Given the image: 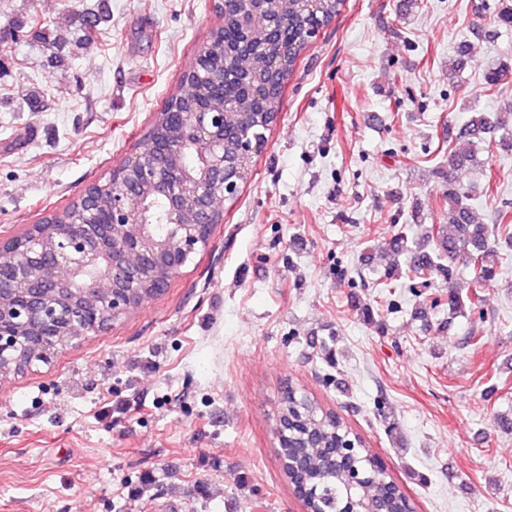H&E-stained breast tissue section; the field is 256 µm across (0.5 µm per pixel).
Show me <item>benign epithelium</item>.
Instances as JSON below:
<instances>
[{
    "label": "benign epithelium",
    "mask_w": 512,
    "mask_h": 512,
    "mask_svg": "<svg viewBox=\"0 0 512 512\" xmlns=\"http://www.w3.org/2000/svg\"><path fill=\"white\" fill-rule=\"evenodd\" d=\"M166 119L179 125L178 132L156 138L120 166L112 185V223L77 224L68 232L34 224L24 236L0 242V258L11 268L9 277H0L1 366L22 334L32 358L52 362L62 343L74 340L66 329L88 308L93 285L112 292L90 329L97 335L130 311L135 289L164 292L168 274L208 245L217 221L212 191L234 195L259 151L260 141L246 135L255 115L200 99L193 111L169 112ZM200 143L207 150L190 169L183 153ZM157 193L164 198L158 226L149 217Z\"/></svg>",
    "instance_id": "7a95c632"
}]
</instances>
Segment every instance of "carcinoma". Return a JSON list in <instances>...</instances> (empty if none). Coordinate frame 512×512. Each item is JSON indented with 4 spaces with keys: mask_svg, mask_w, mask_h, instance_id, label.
Here are the masks:
<instances>
[{
    "mask_svg": "<svg viewBox=\"0 0 512 512\" xmlns=\"http://www.w3.org/2000/svg\"><path fill=\"white\" fill-rule=\"evenodd\" d=\"M345 0H315L312 8L304 10L299 0H278L280 38L288 46L298 44L288 56V69L272 70L266 47L238 54L228 59L233 72L227 75L224 86L213 82L201 83L191 72L183 74L178 91L169 99L166 112H187L201 94L208 93L215 102L225 100L239 112L255 111L252 98L246 92V76L260 75L270 88L263 111L278 112L288 76L308 39L302 37L311 28L322 29L341 12ZM246 4L242 0H225L224 22L212 32L215 39L233 51L244 39L240 19ZM110 20L103 9L69 10L61 20L42 23L27 30L32 40L48 50L66 42L65 34L72 33L75 52L91 48L99 30ZM487 89L496 91L512 83V64L497 61L485 70ZM498 138L500 148L512 150V104L497 112H472L459 133L467 147L456 145L448 149V169L439 171L448 184L440 205L442 223L434 224L426 236L418 239L406 227L383 239L381 247L390 257L409 258V270L425 282L439 279L445 287L438 296L427 298L416 293L418 306L430 310L448 309V321L465 312L478 310L484 302L478 290L463 294L454 283V264L461 260L478 273L484 283L492 282L503 260L491 238L512 243V210L500 209L494 214L495 224L478 221L458 173L481 165L478 149L489 146ZM88 213L72 203L53 217L55 224H86ZM310 347L318 350L324 360L335 363V352L319 336L306 338ZM278 415L281 416L285 437L278 441L279 455L288 462L283 473L302 502L304 512H346L348 498L381 504L388 512H412L410 498L392 480L383 476L377 458L364 440L353 432L330 408L315 398L291 386L282 393Z\"/></svg>",
    "mask_w": 512,
    "mask_h": 512,
    "instance_id": "carcinoma-1",
    "label": "carcinoma"
}]
</instances>
